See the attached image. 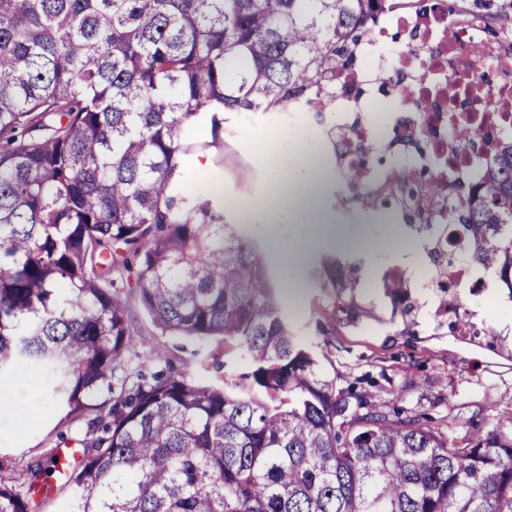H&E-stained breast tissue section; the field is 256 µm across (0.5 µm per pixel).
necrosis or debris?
I'll list each match as a JSON object with an SVG mask.
<instances>
[{"label": "necrosis or debris", "mask_w": 512, "mask_h": 512, "mask_svg": "<svg viewBox=\"0 0 512 512\" xmlns=\"http://www.w3.org/2000/svg\"><path fill=\"white\" fill-rule=\"evenodd\" d=\"M484 22L471 17L465 24H455L445 9L432 12L404 11L391 13L384 25L375 27L357 47L358 54L372 57L379 42L398 29L409 41L400 56L397 86L403 101L394 121L403 132L401 150L418 171L437 166L448 155L458 154L452 169H441L440 176L454 175L471 183L478 182L481 169L478 152L469 148L456 151L448 131L460 122L486 130L512 124V50L483 40ZM497 72L498 81L474 88L470 94H459L456 82L472 79L487 70ZM365 101L337 95L334 108L342 120L341 130L355 141L354 149L343 153L339 166L346 176L356 180L365 193L379 188H393L405 179L406 172H375L373 163L361 160L358 146L372 142L373 126L360 120ZM407 206L424 210L430 222L438 224L428 251L433 265L432 287L456 288L472 294L484 292L488 283L483 271L473 266L457 265L448 260L449 252H463L469 247L462 227L447 228V195L429 196L418 193L407 199Z\"/></svg>", "instance_id": "necrosis-or-debris-1"}]
</instances>
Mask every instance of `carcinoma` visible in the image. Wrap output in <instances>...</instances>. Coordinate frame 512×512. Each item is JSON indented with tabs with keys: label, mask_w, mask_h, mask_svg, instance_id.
<instances>
[{
	"label": "carcinoma",
	"mask_w": 512,
	"mask_h": 512,
	"mask_svg": "<svg viewBox=\"0 0 512 512\" xmlns=\"http://www.w3.org/2000/svg\"><path fill=\"white\" fill-rule=\"evenodd\" d=\"M395 0H0V378L18 370L72 423L105 386L65 475L75 512H512V428L460 442L325 378L291 330L257 240L186 202L189 158L226 117L313 112ZM487 133L468 124L456 142ZM448 212L512 299V135ZM162 332L246 353L222 387L122 375L112 286ZM41 470L0 468V512Z\"/></svg>",
	"instance_id": "cac0c4a2"
}]
</instances>
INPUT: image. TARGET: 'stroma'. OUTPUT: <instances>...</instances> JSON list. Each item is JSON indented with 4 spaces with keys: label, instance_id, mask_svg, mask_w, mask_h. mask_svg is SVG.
Returning a JSON list of instances; mask_svg holds the SVG:
<instances>
[{
    "label": "stroma",
    "instance_id": "obj_1",
    "mask_svg": "<svg viewBox=\"0 0 512 512\" xmlns=\"http://www.w3.org/2000/svg\"><path fill=\"white\" fill-rule=\"evenodd\" d=\"M454 6L486 15L500 43L512 39V0H454ZM327 129L307 112L230 117L223 146L191 161L195 185L213 205L223 206L229 223H243V211L254 213L246 231L262 245L275 280L285 279L280 252L304 244L301 288L289 295L286 313L296 336L318 354L326 378L390 405L427 413L458 440L472 427L489 430L506 423L512 416V300L502 291H494L489 300L458 293L457 307L474 326L471 335H459L436 309L425 253L387 216L394 201L374 211L362 209L349 199L346 177L334 158L322 161L327 222L344 233L381 239L380 251L371 256L341 251L335 240L312 237L293 212L267 210L277 160L323 143ZM338 257L343 267L337 273L332 265ZM390 266L407 277L396 297L377 276ZM119 295L132 331L125 354L130 368L147 373L169 364L189 379L219 387L225 376L243 371L239 351L215 341L162 334L131 284H124ZM60 431L54 406L41 401L36 384H28L24 397L0 403V466L42 465L51 494L41 512H70L72 507L57 469Z\"/></svg>",
    "mask_w": 512,
    "mask_h": 512
}]
</instances>
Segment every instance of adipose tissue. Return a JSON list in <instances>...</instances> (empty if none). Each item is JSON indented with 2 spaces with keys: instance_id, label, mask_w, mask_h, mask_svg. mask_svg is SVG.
<instances>
[{
  "instance_id": "obj_1",
  "label": "adipose tissue",
  "mask_w": 512,
  "mask_h": 512,
  "mask_svg": "<svg viewBox=\"0 0 512 512\" xmlns=\"http://www.w3.org/2000/svg\"><path fill=\"white\" fill-rule=\"evenodd\" d=\"M318 155V147H310L307 154L292 159L277 169L275 176L280 190L273 197L271 204L276 208L292 209L300 223L324 233L327 232L328 226L319 202L323 175L318 171ZM295 168H306L315 172L314 177L306 181L302 191L298 193L288 188V174Z\"/></svg>"
}]
</instances>
